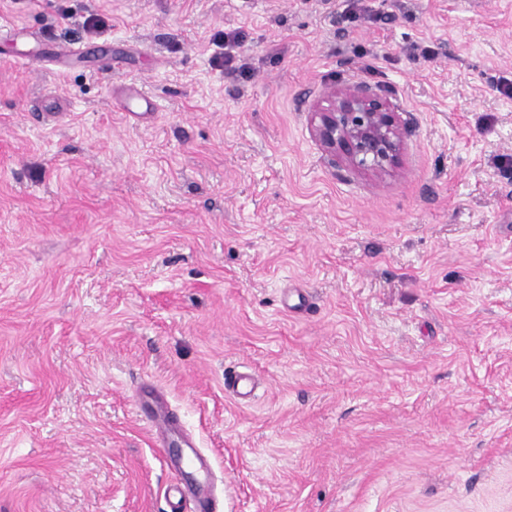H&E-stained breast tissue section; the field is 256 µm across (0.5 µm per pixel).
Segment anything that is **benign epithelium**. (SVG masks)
I'll return each mask as SVG.
<instances>
[{
	"label": "benign epithelium",
	"mask_w": 512,
	"mask_h": 512,
	"mask_svg": "<svg viewBox=\"0 0 512 512\" xmlns=\"http://www.w3.org/2000/svg\"><path fill=\"white\" fill-rule=\"evenodd\" d=\"M315 138L340 165L394 174L402 165L403 113L387 96L362 83L335 86L311 107Z\"/></svg>",
	"instance_id": "7a95c632"
}]
</instances>
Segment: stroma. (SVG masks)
Segmentation results:
<instances>
[{
    "mask_svg": "<svg viewBox=\"0 0 512 512\" xmlns=\"http://www.w3.org/2000/svg\"><path fill=\"white\" fill-rule=\"evenodd\" d=\"M371 6L0 0V512H168L143 382L227 512H512V0ZM356 83L383 179L311 130ZM310 112L315 138L338 164L377 178L401 167L406 122L387 96L362 83L335 86ZM257 388L255 375L246 367L236 372L229 371L224 374V391L238 403L249 402Z\"/></svg>",
    "mask_w": 512,
    "mask_h": 512,
    "instance_id": "obj_1",
    "label": "stroma"
}]
</instances>
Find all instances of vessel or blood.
I'll list each match as a JSON object with an SVG mask.
<instances>
[{
	"label": "vessel or blood",
	"instance_id": "vessel-or-blood-1",
	"mask_svg": "<svg viewBox=\"0 0 512 512\" xmlns=\"http://www.w3.org/2000/svg\"><path fill=\"white\" fill-rule=\"evenodd\" d=\"M256 389V378L249 370L229 371L224 375V391L237 402H249ZM135 404L141 416L154 427L160 446H168L171 440L176 439L184 449L176 465L185 480L173 491L172 512H219L212 494L213 471L210 462L197 448L193 437L174 419L162 395L145 384L137 389Z\"/></svg>",
	"mask_w": 512,
	"mask_h": 512
}]
</instances>
